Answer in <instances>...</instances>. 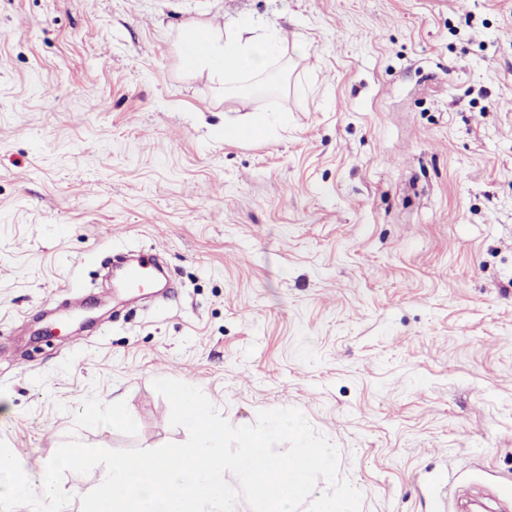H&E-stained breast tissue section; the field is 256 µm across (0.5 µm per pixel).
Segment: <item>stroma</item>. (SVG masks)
Here are the masks:
<instances>
[{
  "label": "stroma",
  "instance_id": "stroma-1",
  "mask_svg": "<svg viewBox=\"0 0 512 512\" xmlns=\"http://www.w3.org/2000/svg\"><path fill=\"white\" fill-rule=\"evenodd\" d=\"M246 22L274 83L184 67ZM140 250L166 298L114 300ZM77 296L108 314L36 339ZM157 378L301 410L362 512H512V0H0V439L185 442ZM91 395L136 434L75 429Z\"/></svg>",
  "mask_w": 512,
  "mask_h": 512
}]
</instances>
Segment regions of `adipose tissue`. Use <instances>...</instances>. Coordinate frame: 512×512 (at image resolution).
<instances>
[{
	"mask_svg": "<svg viewBox=\"0 0 512 512\" xmlns=\"http://www.w3.org/2000/svg\"><path fill=\"white\" fill-rule=\"evenodd\" d=\"M202 35L199 41L183 38V64L190 70L211 71L228 87L244 77L268 74L272 62L283 53L282 40L275 32L246 39L238 32L222 33L206 28Z\"/></svg>",
	"mask_w": 512,
	"mask_h": 512,
	"instance_id": "obj_1",
	"label": "adipose tissue"
}]
</instances>
